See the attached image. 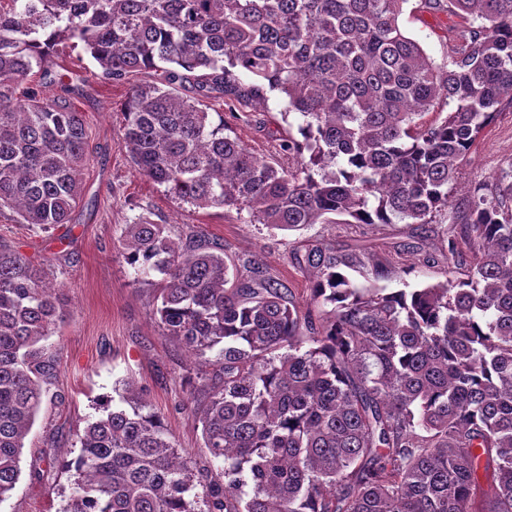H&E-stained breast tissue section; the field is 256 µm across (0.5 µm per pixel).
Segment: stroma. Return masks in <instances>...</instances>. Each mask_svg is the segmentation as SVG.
Instances as JSON below:
<instances>
[{"label": "stroma", "mask_w": 512, "mask_h": 512, "mask_svg": "<svg viewBox=\"0 0 512 512\" xmlns=\"http://www.w3.org/2000/svg\"><path fill=\"white\" fill-rule=\"evenodd\" d=\"M435 62L448 55V28L455 19L445 11L418 9L409 0L400 19ZM66 70L65 84L51 79L24 80L53 101L73 104L88 126L89 165L84 169L83 193L70 223L43 231L19 223L16 213L0 210V242L17 248L35 263L50 267L63 286L66 322L50 339L61 352L54 392L64 403L44 402L26 438L22 475L0 512H61L70 495L66 476L46 470L41 451L55 445L60 457L79 451L73 432L95 416L101 397L115 396L123 382L146 392L153 411L162 416L178 448L191 466L205 468L208 456L200 428L183 410L186 399L180 376L189 366L185 353L161 336L153 314L156 294L149 281L136 279L120 257L116 244L124 225L140 216L168 225L173 233L201 231L220 241L233 260L257 259L284 278L292 301L304 302L310 276L297 267L296 255L324 243L348 252L366 246L371 258L355 268L357 286L386 291L416 288L445 281L448 268L442 249L457 234L452 224H312L283 231L247 223L236 211L221 208L194 210L166 195L163 187L135 174L122 146L120 114L125 89L105 83L83 46L68 44L58 59ZM212 120H223L227 132L245 141L257 154L279 149L288 126L276 95L243 112L229 111L222 100L208 99ZM512 159V106L497 113L467 158L460 164L456 196L478 180H489Z\"/></svg>", "instance_id": "35a3bbf8"}]
</instances>
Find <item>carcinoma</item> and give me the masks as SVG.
<instances>
[{
  "label": "carcinoma",
  "instance_id": "carcinoma-1",
  "mask_svg": "<svg viewBox=\"0 0 512 512\" xmlns=\"http://www.w3.org/2000/svg\"><path fill=\"white\" fill-rule=\"evenodd\" d=\"M408 2L0 0V208L20 223L68 224L82 199L83 113L17 96L76 40L104 80L129 84L123 146L175 201L288 231L441 217L479 255L462 279L387 292L350 278L367 248L313 246L297 263L316 321L261 263L232 273L197 231L124 225L119 253L156 279L161 335L196 359L186 409L223 468H192L127 382L76 429V457L44 451L74 477L64 512H196L199 484L205 512H512V161L454 199L457 164L512 105V0H419L459 18L440 64L402 29ZM141 71L154 79L129 83ZM269 92L298 122L281 144L293 167L224 134L204 104L243 111ZM440 100L445 117L425 122ZM60 288L0 242V502L44 400H63L48 343Z\"/></svg>",
  "mask_w": 512,
  "mask_h": 512
}]
</instances>
